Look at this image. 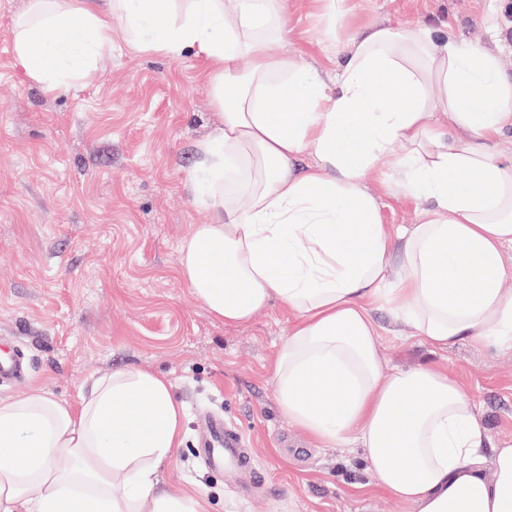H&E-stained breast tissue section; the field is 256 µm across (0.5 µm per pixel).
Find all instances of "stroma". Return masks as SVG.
Instances as JSON below:
<instances>
[{
	"label": "stroma",
	"mask_w": 512,
	"mask_h": 512,
	"mask_svg": "<svg viewBox=\"0 0 512 512\" xmlns=\"http://www.w3.org/2000/svg\"><path fill=\"white\" fill-rule=\"evenodd\" d=\"M27 0H0V337L29 358L24 382L0 399L40 387L76 401L93 374L129 365L170 376L185 408L184 443L160 476L182 496L195 490L212 512H414L378 487L357 445L319 447L281 413L271 369L292 317L271 304L228 326L197 301L178 273L179 248L210 213L185 187L197 146L221 123L192 55L135 52L112 23V48L72 86L43 92L12 46ZM320 0H287L288 49L298 65L336 69L334 44L377 23L426 25L489 44L512 79V0H348L335 40ZM389 165L369 176L388 224H414V200L389 192ZM385 370L431 364L477 400L492 443H512V350L461 340L432 348L397 332L378 311ZM206 413L240 427L269 489L243 497L196 453Z\"/></svg>",
	"instance_id": "1"
}]
</instances>
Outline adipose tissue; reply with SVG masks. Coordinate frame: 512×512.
I'll return each mask as SVG.
<instances>
[{
    "label": "adipose tissue",
    "mask_w": 512,
    "mask_h": 512,
    "mask_svg": "<svg viewBox=\"0 0 512 512\" xmlns=\"http://www.w3.org/2000/svg\"><path fill=\"white\" fill-rule=\"evenodd\" d=\"M284 10L29 0L13 48L49 94L111 48L116 19L137 51L202 57L222 123L189 182L210 212L180 246L195 299L227 325L286 308L294 322L271 371L282 413L319 445L359 444L378 484L416 512H512V443L490 445L446 370H385L374 317L433 347L512 349V173L493 155L512 129V81L489 49L386 24L353 37L329 81L288 52ZM382 158L391 188L426 202L419 223H384L368 186ZM182 415L170 378L135 366L90 375L74 404L37 388L0 399V512H210L207 498L160 486Z\"/></svg>",
    "instance_id": "obj_1"
}]
</instances>
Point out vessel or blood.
I'll return each instance as SVG.
<instances>
[{"label":"vessel or blood","instance_id":"b4317fda","mask_svg":"<svg viewBox=\"0 0 512 512\" xmlns=\"http://www.w3.org/2000/svg\"><path fill=\"white\" fill-rule=\"evenodd\" d=\"M28 358L20 346H0V383L20 379ZM198 455L207 469L245 475L249 487L266 484V472L257 463L249 442L238 427L223 416L203 415L197 426Z\"/></svg>","mask_w":512,"mask_h":512}]
</instances>
